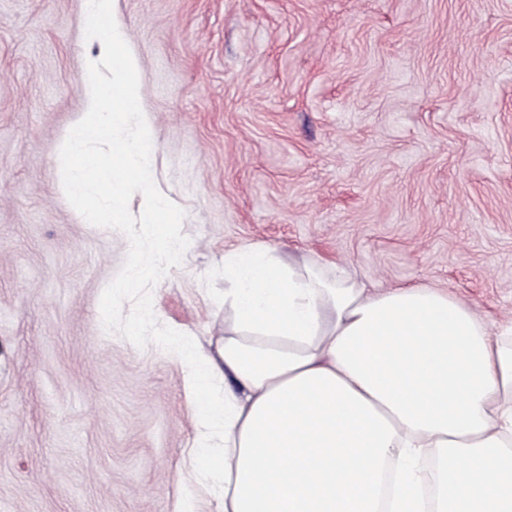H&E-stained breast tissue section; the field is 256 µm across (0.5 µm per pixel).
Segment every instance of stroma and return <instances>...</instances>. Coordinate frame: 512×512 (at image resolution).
Listing matches in <instances>:
<instances>
[{
    "label": "stroma",
    "mask_w": 512,
    "mask_h": 512,
    "mask_svg": "<svg viewBox=\"0 0 512 512\" xmlns=\"http://www.w3.org/2000/svg\"><path fill=\"white\" fill-rule=\"evenodd\" d=\"M152 175L185 212L158 323L211 354L224 256L259 245L448 290L512 323V0H116ZM84 0H0V512H214L179 358L103 333L130 242L59 153Z\"/></svg>",
    "instance_id": "1"
}]
</instances>
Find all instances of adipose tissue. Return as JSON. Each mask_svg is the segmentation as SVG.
<instances>
[{"label": "adipose tissue", "mask_w": 512, "mask_h": 512, "mask_svg": "<svg viewBox=\"0 0 512 512\" xmlns=\"http://www.w3.org/2000/svg\"><path fill=\"white\" fill-rule=\"evenodd\" d=\"M232 324L183 358L216 512H512V335L424 285L241 247Z\"/></svg>", "instance_id": "1"}]
</instances>
